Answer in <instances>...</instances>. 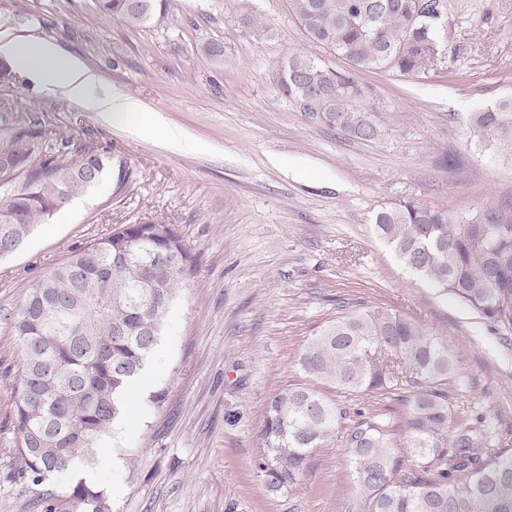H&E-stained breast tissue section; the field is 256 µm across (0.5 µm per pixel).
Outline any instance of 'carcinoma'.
Returning <instances> with one entry per match:
<instances>
[{
    "instance_id": "cac0c4a2",
    "label": "carcinoma",
    "mask_w": 512,
    "mask_h": 512,
    "mask_svg": "<svg viewBox=\"0 0 512 512\" xmlns=\"http://www.w3.org/2000/svg\"><path fill=\"white\" fill-rule=\"evenodd\" d=\"M104 15L134 27L161 22L167 0H98ZM314 43L343 57L348 69L295 54L281 89L311 118L364 141L380 137L379 110L359 73L416 75L429 70L444 41L441 0H292ZM469 134L489 155L512 157V98L469 116ZM70 141L29 130L0 148V256L19 249L36 225L110 173L124 194L138 173L121 159L85 148L66 161ZM20 184H15L16 179ZM375 231L416 277L488 319L512 342V210L482 209L454 220L407 201L378 212ZM193 247L164 218L119 224L71 249L31 281L10 328L22 345L11 421L18 474L34 486L91 462L125 407L120 401L145 369L163 334L170 304L184 287ZM298 365L310 384L272 394L253 466L263 487H296L315 453L343 450L353 494L343 512H512V448L486 425L451 427L448 348L397 313L362 307L327 322ZM327 384L339 401L314 389ZM371 394L403 406L354 408ZM407 447L399 446V437ZM112 512L107 491L84 480L42 494L44 512Z\"/></svg>"
}]
</instances>
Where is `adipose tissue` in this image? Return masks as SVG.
Masks as SVG:
<instances>
[{
	"label": "adipose tissue",
	"instance_id": "adipose-tissue-1",
	"mask_svg": "<svg viewBox=\"0 0 512 512\" xmlns=\"http://www.w3.org/2000/svg\"><path fill=\"white\" fill-rule=\"evenodd\" d=\"M0 55L38 85L83 103L89 110L102 113L109 120L133 125L143 122L146 106L134 96L118 90L100 97L90 96L89 90L97 83V75L77 58L64 55L50 40H13L0 44Z\"/></svg>",
	"mask_w": 512,
	"mask_h": 512
}]
</instances>
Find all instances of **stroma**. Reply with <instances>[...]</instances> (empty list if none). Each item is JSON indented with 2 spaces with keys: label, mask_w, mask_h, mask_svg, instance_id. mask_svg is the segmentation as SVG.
<instances>
[{
  "label": "stroma",
  "mask_w": 512,
  "mask_h": 512,
  "mask_svg": "<svg viewBox=\"0 0 512 512\" xmlns=\"http://www.w3.org/2000/svg\"><path fill=\"white\" fill-rule=\"evenodd\" d=\"M446 39L432 70L364 72L380 102L373 141L299 112L280 68L295 53L342 71L311 43L290 0H169L161 23L130 28L95 0H0V40L48 39L99 78L188 136L110 122L31 79L0 81V144L36 126L127 161L126 195L111 178L37 225L0 258V512H42L8 443L22 362L9 325L29 282L75 245L119 224H175L195 261L173 301L147 387L131 393L106 445L121 464L98 477L112 512H342L352 494L340 449H321L307 476L274 495L253 470L269 396L304 382L298 358L341 309L375 307L438 336L456 361L448 403L457 423L485 417L512 448V345L452 296L399 262L372 220L406 201L458 219L512 207V168L469 140L468 115L512 94V0H446ZM258 25L247 30L242 15ZM217 43L223 60L205 54ZM162 402H153L156 393Z\"/></svg>",
  "instance_id": "obj_1"
}]
</instances>
